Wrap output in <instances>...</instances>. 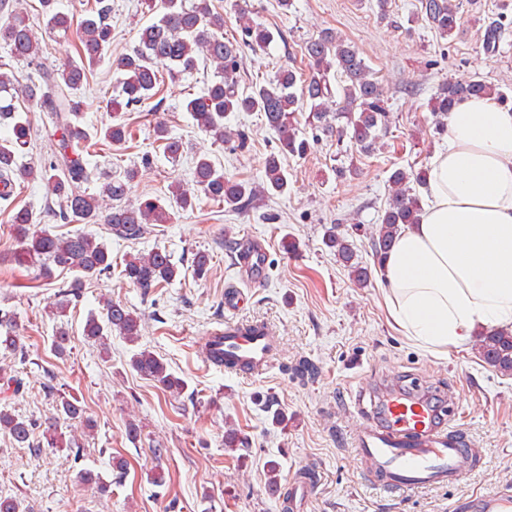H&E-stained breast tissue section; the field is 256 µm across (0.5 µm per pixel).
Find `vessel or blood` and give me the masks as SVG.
I'll list each match as a JSON object with an SVG mask.
<instances>
[{
	"label": "vessel or blood",
	"mask_w": 512,
	"mask_h": 512,
	"mask_svg": "<svg viewBox=\"0 0 512 512\" xmlns=\"http://www.w3.org/2000/svg\"><path fill=\"white\" fill-rule=\"evenodd\" d=\"M238 263L254 287L267 278L266 252L260 242L242 250ZM278 352L273 328L264 322L225 320L208 336L203 353L209 362H223L229 372L262 373ZM459 408L444 394L414 396L400 380H387L376 413L366 414L352 441L370 483L384 490H414L457 483L471 468L479 449L461 433ZM313 477L279 489L276 496L288 512L315 492ZM463 512H512V490L474 493L461 503Z\"/></svg>",
	"instance_id": "1"
}]
</instances>
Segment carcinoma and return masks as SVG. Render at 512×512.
Listing matches in <instances>:
<instances>
[{"label": "carcinoma", "mask_w": 512, "mask_h": 512, "mask_svg": "<svg viewBox=\"0 0 512 512\" xmlns=\"http://www.w3.org/2000/svg\"><path fill=\"white\" fill-rule=\"evenodd\" d=\"M46 26L51 34L62 38L75 36L78 40V59H70L57 69L38 67L39 39L29 18L18 8L10 7L9 0H0V41L9 48L10 56L36 68V76L25 84L19 83L15 72L0 64V198L7 201L14 194L17 181L40 179L48 189V208L56 221L64 224L107 225L108 233L123 241H136L149 232L154 224L171 222L169 206L161 200L148 198L133 205L128 198L137 172L124 170L121 176L102 178L99 192L90 194L83 185L91 180V173L83 156L97 143L91 142L84 127L83 104L77 92L88 78L90 67L104 58L112 45L110 24L112 5L105 0L85 10L79 21L56 8L57 0H39ZM152 22L141 28L129 52L112 63L116 75L117 93L110 106L116 121L99 130V139L112 145H122L131 136L127 125L120 120V112L155 97L160 92V72L164 69L172 79L191 74L200 64L214 67V80L197 97L183 101V111L190 114L197 127L213 142L222 144L232 139L224 124L230 112H261L268 128L276 136V148L264 160L262 184L239 181L224 174L207 155L195 161L192 184L171 187L169 201L187 210L195 207L198 193L213 202L222 203L231 210H244L260 196L283 195L288 191V177L280 156H307L320 136L336 137L341 142L349 139L350 150L370 155L384 147L383 138L391 122L386 90L382 80L366 65L359 52L325 29L309 39L304 47L307 70L279 69L273 79L240 89V69L244 47L254 51L265 50L275 40L266 27L247 18L250 10L246 0H237V15L241 38L224 37V14L214 10L211 0H146ZM421 20L442 38H448L459 29L462 16L459 0H420ZM501 39L497 24L486 28L483 51L495 52ZM491 96L501 103L509 101L507 92L496 85L477 78L468 82L448 81L441 84L431 98V114L437 133L446 131L444 118L462 101L472 97ZM60 131L51 149L49 162L38 168L19 162L29 145L32 109ZM307 113L305 124L312 131L307 135L297 127L294 114ZM154 139L171 159L182 154V140L172 135L168 126L158 122L153 128ZM427 184V173L406 167H397L389 175V194L381 210L378 234L371 240L372 256L382 263L407 225L420 222L422 207L416 188ZM37 223L33 211L22 206L14 209L12 225L19 248L13 260L24 266L40 261L45 277L53 270L75 273L69 289L62 291L64 299L50 306L49 315L57 319L65 316L69 304L67 296H80L87 279L112 272V254L105 243L91 234L75 232L58 235L47 230L29 232ZM362 231V225L353 224L343 232L333 224L325 229L323 245L349 272L351 280L364 284L368 267L359 261L349 238ZM211 255L198 250L193 253L191 268L201 277L207 274ZM120 276L127 284L148 292L162 288L181 278L182 267L173 262L171 254L159 247L147 255L125 259ZM140 317L122 302L108 300L100 314L88 316L84 335L98 342L108 352V335L116 332L130 344H137L140 336ZM28 350L22 342L12 312L0 309V354L19 357L25 361ZM483 361L504 374H512V329L494 328L485 332L479 344ZM130 367L142 378L152 382L164 393L177 398L186 387L185 381L169 372L162 358L147 348L132 354ZM76 420L87 433L94 434L97 422L87 414L86 407L72 395L58 398L56 415L49 418L42 431L34 423L0 409V432L22 448H67L80 455L81 444L63 440L58 432L60 421ZM77 483L96 486L106 491L109 485L100 473L82 467L76 472Z\"/></svg>", "instance_id": "carcinoma-1"}]
</instances>
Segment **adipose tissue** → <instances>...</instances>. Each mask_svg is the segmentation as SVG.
Here are the masks:
<instances>
[{
	"label": "adipose tissue",
	"instance_id": "obj_1",
	"mask_svg": "<svg viewBox=\"0 0 512 512\" xmlns=\"http://www.w3.org/2000/svg\"><path fill=\"white\" fill-rule=\"evenodd\" d=\"M447 128L428 173L431 200L382 267L391 315L442 355L512 326V105L465 100Z\"/></svg>",
	"mask_w": 512,
	"mask_h": 512
}]
</instances>
